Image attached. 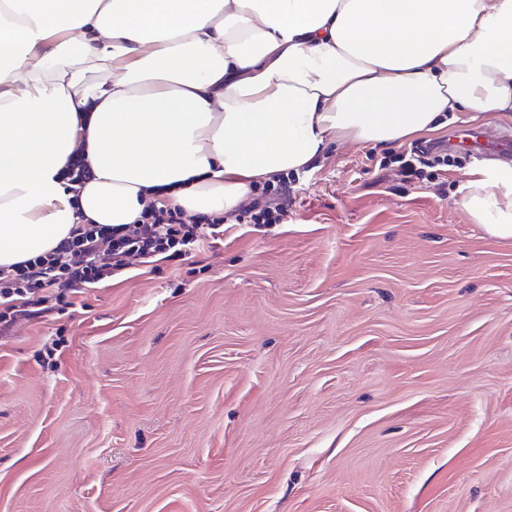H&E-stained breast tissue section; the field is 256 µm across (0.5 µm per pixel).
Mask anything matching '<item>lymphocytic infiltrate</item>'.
<instances>
[{
  "mask_svg": "<svg viewBox=\"0 0 512 512\" xmlns=\"http://www.w3.org/2000/svg\"><path fill=\"white\" fill-rule=\"evenodd\" d=\"M288 214V178L265 181L245 215L252 224H280ZM224 219L187 217L178 207L148 204L131 224H79L49 253L0 267V337L22 321L46 317L83 288L112 281L129 257L176 261L206 239L221 240Z\"/></svg>",
  "mask_w": 512,
  "mask_h": 512,
  "instance_id": "lymphocytic-infiltrate-1",
  "label": "lymphocytic infiltrate"
}]
</instances>
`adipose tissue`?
Wrapping results in <instances>:
<instances>
[{
  "instance_id": "obj_1",
  "label": "adipose tissue",
  "mask_w": 512,
  "mask_h": 512,
  "mask_svg": "<svg viewBox=\"0 0 512 512\" xmlns=\"http://www.w3.org/2000/svg\"><path fill=\"white\" fill-rule=\"evenodd\" d=\"M455 112L512 122V0H0V266L160 195L233 213L333 144ZM460 204L512 241V163L473 168Z\"/></svg>"
}]
</instances>
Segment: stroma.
Segmentation results:
<instances>
[{"label": "stroma", "instance_id": "1", "mask_svg": "<svg viewBox=\"0 0 512 512\" xmlns=\"http://www.w3.org/2000/svg\"><path fill=\"white\" fill-rule=\"evenodd\" d=\"M494 114L289 174L282 224L0 340V512H512V241L459 205ZM439 141L419 180L391 159Z\"/></svg>", "mask_w": 512, "mask_h": 512}]
</instances>
